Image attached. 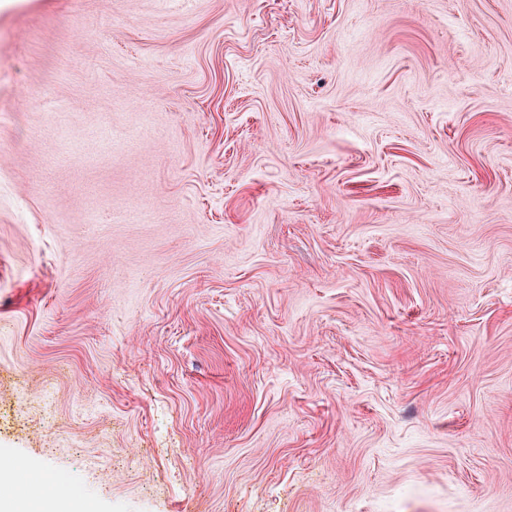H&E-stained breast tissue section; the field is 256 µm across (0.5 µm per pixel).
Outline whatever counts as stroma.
I'll return each instance as SVG.
<instances>
[{
    "label": "stroma",
    "instance_id": "35a3bbf8",
    "mask_svg": "<svg viewBox=\"0 0 512 512\" xmlns=\"http://www.w3.org/2000/svg\"><path fill=\"white\" fill-rule=\"evenodd\" d=\"M1 457L512 512V0H0Z\"/></svg>",
    "mask_w": 512,
    "mask_h": 512
}]
</instances>
